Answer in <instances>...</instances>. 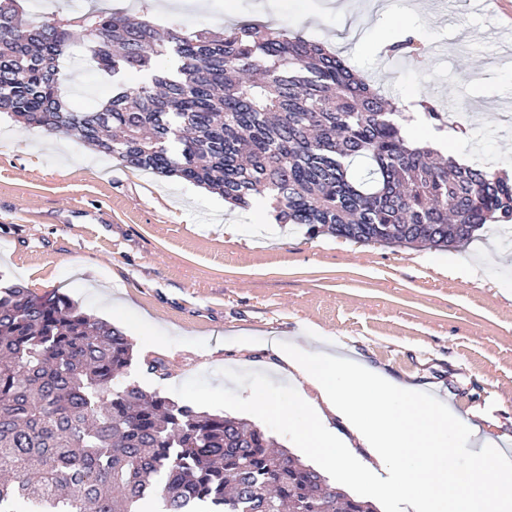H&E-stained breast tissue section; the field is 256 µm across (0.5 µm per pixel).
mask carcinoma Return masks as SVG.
<instances>
[{
	"instance_id": "obj_1",
	"label": "carcinoma",
	"mask_w": 512,
	"mask_h": 512,
	"mask_svg": "<svg viewBox=\"0 0 512 512\" xmlns=\"http://www.w3.org/2000/svg\"><path fill=\"white\" fill-rule=\"evenodd\" d=\"M20 2L0 0V114L18 123L357 243L443 250L512 224L511 178L436 161L446 120L431 97L429 135L411 138L323 43L256 21L218 34L101 9L34 18ZM80 49L113 85L92 112L60 93L58 62ZM391 51L427 53L412 37ZM137 361L68 297L0 291V512H376L261 428L126 382Z\"/></svg>"
}]
</instances>
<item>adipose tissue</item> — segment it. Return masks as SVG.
<instances>
[{"label": "adipose tissue", "mask_w": 512, "mask_h": 512, "mask_svg": "<svg viewBox=\"0 0 512 512\" xmlns=\"http://www.w3.org/2000/svg\"><path fill=\"white\" fill-rule=\"evenodd\" d=\"M276 354L282 371L298 373L319 393V402L307 404L301 437L326 468L341 467L347 454L324 427L328 414L342 413L378 463L393 467L384 494L405 499L415 512H512V460L451 406L425 402L415 387L362 362L283 342ZM463 441L475 449L460 468L453 449Z\"/></svg>", "instance_id": "1"}]
</instances>
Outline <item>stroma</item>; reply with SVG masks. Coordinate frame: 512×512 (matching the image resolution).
Masks as SVG:
<instances>
[{
  "label": "stroma",
  "instance_id": "stroma-1",
  "mask_svg": "<svg viewBox=\"0 0 512 512\" xmlns=\"http://www.w3.org/2000/svg\"><path fill=\"white\" fill-rule=\"evenodd\" d=\"M226 1L44 0L41 14L100 8L214 31L252 19L333 42L335 14L312 13L324 0H230V13ZM414 2L351 0L358 36L342 55L395 103L428 91L455 104L448 125L468 134L449 149L512 174V38L495 33L512 17V0H426L414 20L428 48L421 62L379 49L396 34L392 15ZM63 68L80 108L111 97L110 80L83 60ZM503 236L488 224L464 246L435 251L258 222L193 183L130 170L0 116V285L66 295L165 365L162 378L132 366L128 381L247 419L312 465L297 436L308 417L300 381L280 371L272 349L279 338L367 362L426 399L478 412L483 433L512 458V249L503 250ZM466 257L483 266V281L453 272ZM256 394L293 409V426L256 414ZM328 427L351 443L346 471L330 483L379 512H404L379 493L388 474L347 479L372 457L344 417L329 415Z\"/></svg>",
  "mask_w": 512,
  "mask_h": 512
}]
</instances>
